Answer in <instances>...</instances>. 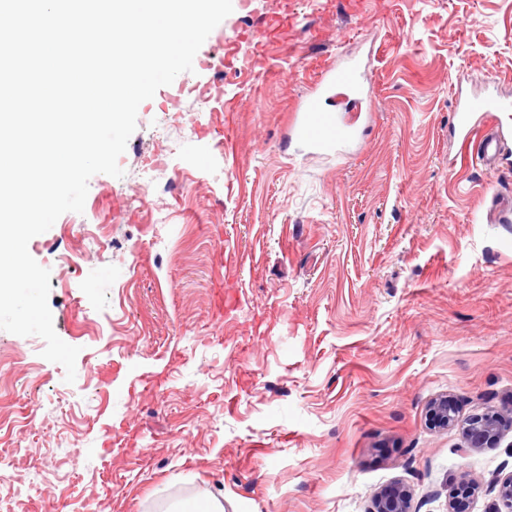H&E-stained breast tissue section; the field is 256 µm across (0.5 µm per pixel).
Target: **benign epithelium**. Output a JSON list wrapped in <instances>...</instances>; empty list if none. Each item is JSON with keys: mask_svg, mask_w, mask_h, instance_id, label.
<instances>
[{"mask_svg": "<svg viewBox=\"0 0 512 512\" xmlns=\"http://www.w3.org/2000/svg\"><path fill=\"white\" fill-rule=\"evenodd\" d=\"M427 416L430 424L435 427H460L464 439L461 448L463 452L496 448L504 437L506 417L494 405H489L462 421L454 400L442 396L428 404ZM490 484L497 492V503L491 512H512V475L503 478L496 475L490 480ZM476 489L477 483L468 475H462L453 490L448 512H467L469 500ZM409 503L407 488L396 484L375 497L371 512H410Z\"/></svg>", "mask_w": 512, "mask_h": 512, "instance_id": "1", "label": "benign epithelium"}]
</instances>
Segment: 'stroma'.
<instances>
[{
    "instance_id": "1",
    "label": "stroma",
    "mask_w": 512,
    "mask_h": 512,
    "mask_svg": "<svg viewBox=\"0 0 512 512\" xmlns=\"http://www.w3.org/2000/svg\"><path fill=\"white\" fill-rule=\"evenodd\" d=\"M280 7L234 5L208 71L140 105L123 177L30 240L80 352L70 384L0 330L17 512H368L395 483L448 512L464 473L488 512L512 473V429L464 454L426 417L439 396L512 413V167L448 131L458 82L512 95V0H293L285 41L226 57ZM340 57L372 74L323 101L357 133L310 158L288 128Z\"/></svg>"
}]
</instances>
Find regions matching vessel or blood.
<instances>
[{
	"mask_svg": "<svg viewBox=\"0 0 512 512\" xmlns=\"http://www.w3.org/2000/svg\"><path fill=\"white\" fill-rule=\"evenodd\" d=\"M365 74L353 65L329 67L323 74L313 94L305 99L300 114L294 119L296 135L311 152L317 153L352 136L353 131L342 115L323 110L320 100L324 93L345 89L359 92ZM495 112H512V99L493 93L468 94L464 88H456L451 127L462 142L476 141L477 154L482 160L496 161L500 141L512 138V128H498L496 133L478 136L483 120Z\"/></svg>",
	"mask_w": 512,
	"mask_h": 512,
	"instance_id": "obj_1",
	"label": "vessel or blood"
}]
</instances>
